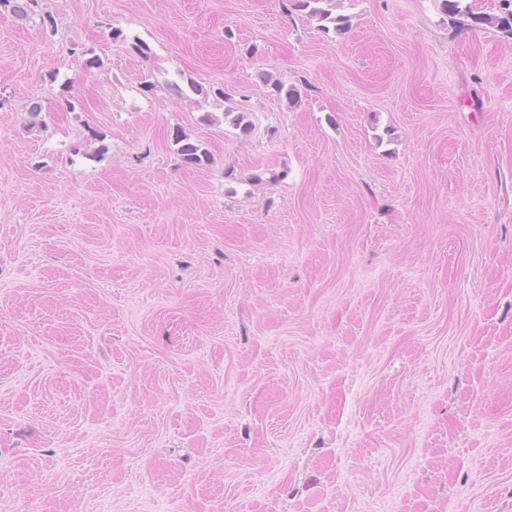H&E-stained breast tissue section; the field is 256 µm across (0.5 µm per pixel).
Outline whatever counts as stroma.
<instances>
[{
    "instance_id": "obj_1",
    "label": "stroma",
    "mask_w": 512,
    "mask_h": 512,
    "mask_svg": "<svg viewBox=\"0 0 512 512\" xmlns=\"http://www.w3.org/2000/svg\"><path fill=\"white\" fill-rule=\"evenodd\" d=\"M440 4L0 7V512H512V36ZM293 2L292 6L295 9L306 11L308 16L324 23L319 26L325 32L330 31V25L336 33H344L350 26L348 16L334 14L336 0H293ZM175 142L180 145L178 151L185 163L190 165H204L210 162L209 151L200 141H193L182 131H177L175 134Z\"/></svg>"
}]
</instances>
